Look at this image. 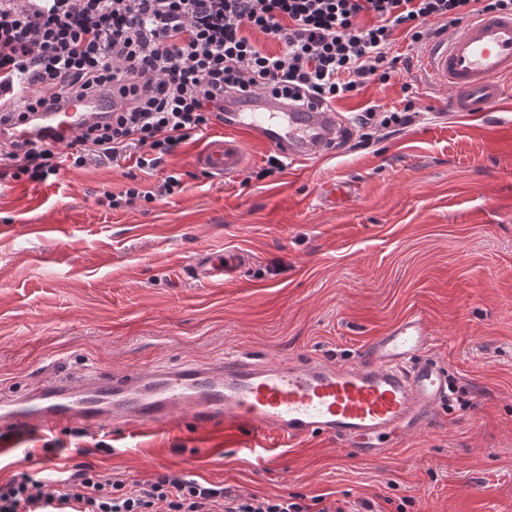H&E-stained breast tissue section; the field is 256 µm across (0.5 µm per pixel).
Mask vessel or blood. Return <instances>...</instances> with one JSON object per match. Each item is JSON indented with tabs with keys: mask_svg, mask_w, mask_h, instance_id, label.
<instances>
[{
	"mask_svg": "<svg viewBox=\"0 0 512 512\" xmlns=\"http://www.w3.org/2000/svg\"><path fill=\"white\" fill-rule=\"evenodd\" d=\"M422 63L434 83L450 89L454 111H489L506 93L504 78L512 76V14L475 15L460 30L433 38ZM103 107L92 98L44 110L13 137L64 144L100 119ZM221 125L224 139L195 159L219 176L241 169L242 142L295 163L334 152L346 128L328 106L297 105L267 91L225 96ZM246 263L235 250L203 254L192 274L200 284H221ZM431 344L424 318L411 314L342 362L313 358L296 364L236 354L109 377L91 371L56 377L22 396L0 399V456L17 450L21 433L66 424L97 430L131 425L155 433L188 418L203 435L220 426L234 435L272 432L291 444L324 438L358 458L374 459L424 431L448 400V372L431 355Z\"/></svg>",
	"mask_w": 512,
	"mask_h": 512,
	"instance_id": "b4317fda",
	"label": "vessel or blood"
}]
</instances>
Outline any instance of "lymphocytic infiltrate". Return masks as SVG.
Here are the masks:
<instances>
[{"mask_svg": "<svg viewBox=\"0 0 512 512\" xmlns=\"http://www.w3.org/2000/svg\"><path fill=\"white\" fill-rule=\"evenodd\" d=\"M512 0H0V89L15 90L11 129L70 97L97 95L103 117L73 140H7L8 159L34 182L63 164L133 160L114 209L171 195L182 176L166 156L220 118L226 94L268 89L330 104L401 72L397 35L423 44ZM278 51H270V44ZM40 96L19 95L21 84ZM0 512H310L296 496L232 494L176 473L125 483L84 472L53 490L24 476L0 484Z\"/></svg>", "mask_w": 512, "mask_h": 512, "instance_id": "lymphocytic-infiltrate-1", "label": "lymphocytic infiltrate"}]
</instances>
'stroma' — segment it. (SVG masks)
Segmentation results:
<instances>
[{"label":"stroma","instance_id":"35a3bbf8","mask_svg":"<svg viewBox=\"0 0 512 512\" xmlns=\"http://www.w3.org/2000/svg\"><path fill=\"white\" fill-rule=\"evenodd\" d=\"M393 51L410 70L336 102L352 130L342 151L274 172L251 143L235 175L200 168L196 155L224 137L213 126L167 157L180 192L115 210L101 197L124 189L128 162L33 182L0 160V395L85 368L109 376L239 352L346 361L418 313L451 387L430 426L368 461L323 439H201L188 419L151 436L62 427L0 458V483L176 472L375 512H512V78L496 111L452 112L420 47L400 38ZM407 82L409 123L361 125L367 106L403 107ZM339 182L352 196L322 205L320 190ZM227 249L249 258L237 278L198 285L194 259Z\"/></svg>","mask_w":512,"mask_h":512}]
</instances>
